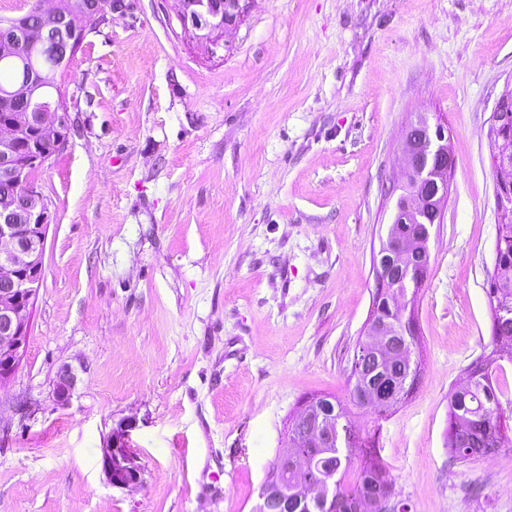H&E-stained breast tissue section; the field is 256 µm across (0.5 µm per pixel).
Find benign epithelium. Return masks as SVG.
I'll return each instance as SVG.
<instances>
[{"instance_id": "benign-epithelium-1", "label": "benign epithelium", "mask_w": 512, "mask_h": 512, "mask_svg": "<svg viewBox=\"0 0 512 512\" xmlns=\"http://www.w3.org/2000/svg\"><path fill=\"white\" fill-rule=\"evenodd\" d=\"M178 20L182 28L211 46V53L222 47L219 34L236 27L246 10L247 0H178ZM123 7V0H92L87 13L92 20L103 22L108 15ZM55 20L59 29L61 53L74 51L82 42V34L64 26L58 9L42 11ZM28 102L27 110L16 114L0 111V387L14 377L24 355L28 333L30 307L42 283L43 258L47 227L50 224L48 205L38 190L33 170L42 168L48 154L33 146V139L53 143L60 148L69 137L70 115L60 101L52 102L36 96V91L16 86L0 93V99L9 101L18 95ZM512 140V88L500 97L493 115L492 142L496 166L501 173L497 187L499 212L512 209V155L503 147ZM402 153L404 158L403 181L400 186L412 183L418 187L434 184L442 173L451 170L453 159L448 150V138L439 123L412 121L405 130ZM434 203V209L444 208L448 193L436 190L411 194L404 208L414 210L422 200ZM380 348L370 351L357 350L355 373L350 377L352 400L367 406L377 399H394L386 391L369 384L366 375L381 362ZM78 381L70 366L57 374L52 395L59 405L68 403ZM322 413L315 401L308 402L298 421L304 423L305 436L328 444L345 445L347 428L333 423L326 428L313 423L314 415ZM131 424L119 425L112 432V443L103 451V468L112 485L120 488L138 485L142 481V467L138 457L129 448ZM290 468L303 466L318 473L317 456L312 454H284ZM256 512H288V499L280 493L263 489Z\"/></svg>"}]
</instances>
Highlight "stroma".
<instances>
[{"label": "stroma", "mask_w": 512, "mask_h": 512, "mask_svg": "<svg viewBox=\"0 0 512 512\" xmlns=\"http://www.w3.org/2000/svg\"><path fill=\"white\" fill-rule=\"evenodd\" d=\"M177 13L126 0L52 76L72 129L35 175L51 223L0 388V512H254L320 394L409 512H512V447L465 464L446 447L448 394L492 347L512 0H249L215 54ZM419 113L453 167L413 302L420 378L381 418L349 373ZM127 422L142 483L118 488L102 456ZM509 117V124L507 123ZM512 140V88L506 90L500 97L493 115L492 142L496 166L501 176L497 187V208L499 214L512 209V156L509 147L504 148L505 141ZM78 376L71 366L63 367L57 374L52 395L59 405H66L75 389Z\"/></svg>", "instance_id": "obj_1"}]
</instances>
